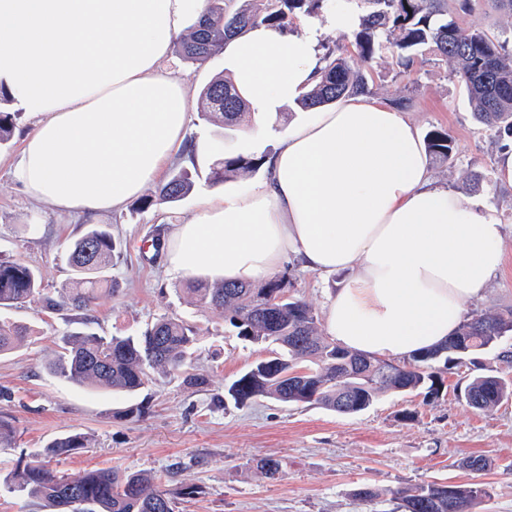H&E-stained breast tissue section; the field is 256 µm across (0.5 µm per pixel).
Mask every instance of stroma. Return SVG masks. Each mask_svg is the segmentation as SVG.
Returning a JSON list of instances; mask_svg holds the SVG:
<instances>
[{
    "label": "stroma",
    "mask_w": 512,
    "mask_h": 512,
    "mask_svg": "<svg viewBox=\"0 0 512 512\" xmlns=\"http://www.w3.org/2000/svg\"><path fill=\"white\" fill-rule=\"evenodd\" d=\"M369 89L370 97L381 101L406 99L405 110L420 134L448 130L454 142L451 156L428 159L434 179L496 208L507 227L504 264L482 297L466 303L464 313L512 309V185L499 177L501 150L494 132L474 120L464 87L450 66L429 52H420L407 72L390 55L376 58ZM0 110L15 116L12 138L0 145V253L35 267L53 295L71 277L66 256L72 242L89 225L108 228L123 252L109 271L119 288L96 300L91 331L135 335L160 317L182 318L198 331L191 366L209 379L207 388L196 391L157 373L150 386L133 396L79 388L45 369L62 336L78 330L75 311L48 310L39 303L1 311V318L26 325L30 335L24 346L0 358V419L13 429L12 443L0 447V471L10 472L55 438L82 433L89 439L86 448L46 458V465L61 475L115 467L151 474L173 487H201L200 495L178 499L176 512H394L392 490L432 481L484 484L490 496L478 512H512V400L491 412L469 405L464 397L467 365L433 363L442 381L436 398L388 392L355 414L269 398L217 405L225 385L271 356L273 348L239 339L219 312L193 300L189 278L171 277L164 258L152 257L143 244L157 232H171L203 196H220L260 179L256 171L222 185L209 180L223 151L237 150L248 136L263 139L251 114H244L233 131L193 116L187 140L204 141L207 150L190 160L176 159L163 172L168 178L190 170L195 188L182 201L142 211L132 200L120 210L87 215L60 213L27 197L10 171L36 120L2 93ZM474 173L481 174L480 185L472 184ZM280 275L286 295L307 302L320 318L342 280L338 274L306 271L296 260ZM133 403L145 404L146 413L122 417ZM265 456L282 461L278 478L257 472L255 461ZM470 456L486 458L488 467L462 468ZM365 487L379 491V498H357L356 490Z\"/></svg>",
    "instance_id": "obj_1"
}]
</instances>
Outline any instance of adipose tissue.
<instances>
[{"label": "adipose tissue", "mask_w": 512, "mask_h": 512, "mask_svg": "<svg viewBox=\"0 0 512 512\" xmlns=\"http://www.w3.org/2000/svg\"><path fill=\"white\" fill-rule=\"evenodd\" d=\"M205 0H0V87L36 119L12 169L59 212L121 209L186 147L187 81L167 68ZM354 0L285 33L226 40L224 77L275 132L263 180L202 198L168 238L167 271L258 283L297 257L349 272L325 313L352 351L404 358L444 342L504 262L496 209L433 180L406 112L363 95L292 121L279 113L320 80L324 31L357 27Z\"/></svg>", "instance_id": "adipose-tissue-1"}]
</instances>
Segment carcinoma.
I'll return each mask as SVG.
<instances>
[{"instance_id": "carcinoma-1", "label": "carcinoma", "mask_w": 512, "mask_h": 512, "mask_svg": "<svg viewBox=\"0 0 512 512\" xmlns=\"http://www.w3.org/2000/svg\"><path fill=\"white\" fill-rule=\"evenodd\" d=\"M207 0L204 14L190 33L176 41V52L198 65L221 52L224 39L249 26L266 24L285 29L298 14H318L332 0ZM360 23L353 48L358 60L372 64L379 52L388 51L408 69L416 52L426 48L455 65L454 76L465 85L474 105V116L498 133L501 147H512V30L497 36L465 27L456 16L473 9V0H357ZM320 82L304 96L301 106L310 109L337 99L368 92L366 77L349 60L348 50L338 46L324 56ZM246 101L234 85L219 76L203 90L201 117L233 127L244 114ZM430 153L448 158L452 137L446 129L427 135ZM262 159L226 152L211 168L209 180L224 182L254 172ZM193 190L185 170L141 198L139 209L176 203ZM117 242L112 232L89 227L69 251L71 281L61 287L60 300L45 293L40 273L11 257L0 255V308L41 302L54 310L61 305L80 312L81 324L93 323L91 304L103 288L114 294L117 284L105 275L113 266ZM284 281L274 278L262 285L196 281L190 291L196 301L220 309L236 329L237 336L252 343H273L274 355L255 363L224 390V399L243 404L265 397L282 403H313L338 413L353 414L368 408L387 391L438 393L433 361L458 363L470 358L475 374L466 387L468 403L491 411L512 399V379L483 368L473 355L496 344L512 332V311L475 314L460 322L445 344L396 363L347 350L323 337L312 308L302 300L283 294ZM196 329L176 317H162L138 336H99L75 332L63 338L62 351L46 365L49 373L78 386H99L133 394L152 381L156 371L182 379L188 388H204L207 377L189 371V352ZM28 337V328L0 321V356L13 353ZM305 370L302 381L292 382L289 373ZM88 447L81 433L57 438L41 450L43 455L61 456ZM256 468L267 478L282 472L276 458H261ZM9 493H22L46 503L58 512H174L177 496H196L199 487L188 485L177 492L165 488L144 473L116 469H89L74 477L59 476L36 460L20 463L0 483ZM404 512H476L488 497L478 484L430 482L393 492Z\"/></svg>"}]
</instances>
